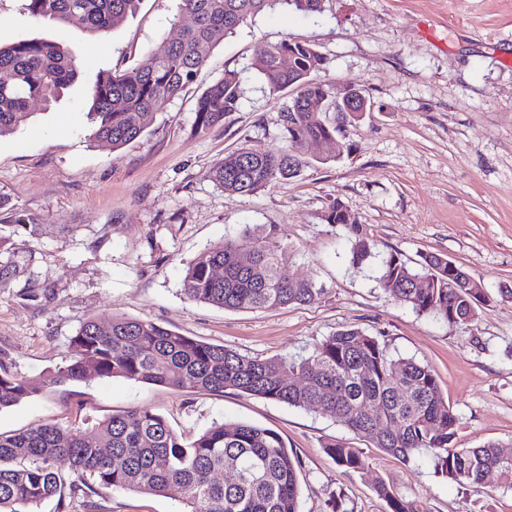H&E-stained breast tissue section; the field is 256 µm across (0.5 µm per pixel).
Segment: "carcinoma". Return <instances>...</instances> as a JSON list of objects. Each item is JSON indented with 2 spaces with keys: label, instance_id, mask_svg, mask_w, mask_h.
Wrapping results in <instances>:
<instances>
[{
  "label": "carcinoma",
  "instance_id": "cac0c4a2",
  "mask_svg": "<svg viewBox=\"0 0 512 512\" xmlns=\"http://www.w3.org/2000/svg\"><path fill=\"white\" fill-rule=\"evenodd\" d=\"M142 0H27L36 18L68 24L100 35L136 14ZM278 0H179L193 24L178 38L147 55L137 66L99 72L90 96L89 120L96 141L119 149L143 136L157 112L193 83L224 37ZM256 65L274 95L296 89V99L322 102L320 111L285 105L283 138L291 144L344 136L358 121L336 98V85L319 77L325 58L306 41L285 38L261 44ZM79 62L67 45L41 39L0 44V137L31 116V104L49 105L78 75ZM236 73L214 81L196 105V130L204 133L239 110ZM306 161L281 148L240 147L215 164L207 178L232 196L256 192L275 179L297 175ZM344 226L348 261L360 269L379 258L378 287L418 313L452 326H467L486 305L482 289L469 285L464 270L448 274V258L434 253L413 266L397 252L385 255L363 225L350 221L343 204L332 202L322 215ZM276 231H260L249 259L224 241L202 252L186 267L183 291L192 301L227 310H273L310 305L324 288L299 279L279 259ZM223 268L220 279L213 269ZM65 365L38 381L0 368V410L44 387L79 382L89 376L122 377L177 392L236 391L335 417L370 445L408 463L422 450L431 452L441 476L461 488L484 483L493 471L501 487L512 490V460L502 459L498 444L476 448L454 444L457 416L444 399L433 370L412 358L388 353L377 337L359 328H343L314 344L300 359L242 355L167 329L150 321L114 315L102 322L83 321L70 337ZM346 470L365 465L362 452L342 442L325 445ZM299 458L281 436L247 423L216 421L194 438L179 435L168 421L148 409L101 420L84 434L71 426L42 424L23 432L0 433V512H36L44 500H88L100 490L146 495H175L185 512H298ZM232 467L241 478L221 483L215 474ZM391 512H424L388 484H375Z\"/></svg>",
  "mask_w": 512,
  "mask_h": 512
}]
</instances>
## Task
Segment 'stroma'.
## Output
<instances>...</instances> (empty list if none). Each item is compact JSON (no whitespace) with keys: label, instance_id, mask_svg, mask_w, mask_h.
<instances>
[{"label":"stroma","instance_id":"35a3bbf8","mask_svg":"<svg viewBox=\"0 0 512 512\" xmlns=\"http://www.w3.org/2000/svg\"><path fill=\"white\" fill-rule=\"evenodd\" d=\"M177 0H143L108 33L81 34L33 18L26 0H0V43L43 38L66 44L81 75L51 106L0 137V218L15 272L0 288V366L28 379L62 366L68 339L87 318L125 315L259 358L308 355L345 327L379 337L389 353L431 367L457 421L455 444L499 443L512 452V0H325L322 13L280 5L225 37L196 81L157 113L133 145H98L87 120L98 73L135 66L178 37L190 17ZM314 44L324 80L354 83L370 112L348 127L349 153L324 143L295 147L298 176L230 196L207 170L244 145L283 146L287 95L270 94L257 47L284 38ZM237 72L239 111L208 132L196 102L224 72ZM341 201L379 251L413 263L448 257L490 298L469 326L452 327L378 288L376 267L351 268L347 235L321 219ZM277 226L281 261L324 294L311 305L225 310L186 298L190 261L215 244H254ZM136 407L192 437L216 421L281 435L301 462L299 512H389L377 481L426 512H512V491L489 474L464 491L435 472L428 452L402 463L319 412L228 390L183 393L120 377H90L45 390L0 411V433L45 423L91 430ZM338 440L360 448L364 470L346 472L326 453ZM109 512H182L177 497L102 490Z\"/></svg>","mask_w":512,"mask_h":512}]
</instances>
